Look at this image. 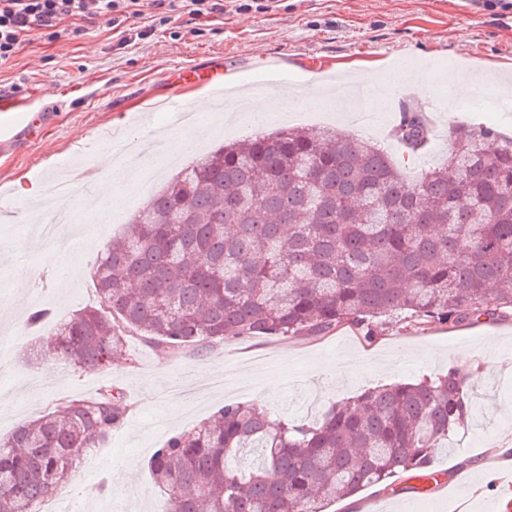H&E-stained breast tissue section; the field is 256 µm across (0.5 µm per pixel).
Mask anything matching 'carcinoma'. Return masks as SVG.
<instances>
[{"label": "carcinoma", "mask_w": 512, "mask_h": 512, "mask_svg": "<svg viewBox=\"0 0 512 512\" xmlns=\"http://www.w3.org/2000/svg\"><path fill=\"white\" fill-rule=\"evenodd\" d=\"M394 136L414 156L425 119ZM449 167L406 180L381 146L329 126L256 134L183 167L97 260L100 304L58 330L48 352L107 369L133 335L178 355L243 336L371 341L377 319L470 325L512 315V139L484 124L450 131ZM496 305L489 307L490 296ZM453 369L365 390L296 425L226 404L170 437L149 462L168 512H326L339 496L429 477L439 448L472 410ZM127 417L120 392L68 397L0 439V512H36L62 494L77 462ZM260 449L245 472L239 452Z\"/></svg>", "instance_id": "1"}]
</instances>
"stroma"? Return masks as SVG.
<instances>
[{
    "instance_id": "obj_1",
    "label": "stroma",
    "mask_w": 512,
    "mask_h": 512,
    "mask_svg": "<svg viewBox=\"0 0 512 512\" xmlns=\"http://www.w3.org/2000/svg\"><path fill=\"white\" fill-rule=\"evenodd\" d=\"M222 65L232 84L210 89L212 98L250 94L278 71L321 79L400 67L455 71L460 80L512 86V0H272L268 10L249 0H226L223 13L200 19L182 15L173 26L158 27L148 40L119 43L105 28L87 27L81 35L47 44H25L0 66V93L41 106L53 120L38 139L0 153V412L13 418L0 424V438L51 410L60 400L97 395L112 384L130 411L106 447L80 460L56 508L70 512H164L166 498L154 484L148 462L169 437L208 421L224 404H262L294 423H311L329 405L380 385L407 383L452 368L469 376L474 408L457 436L462 448H442L434 456L439 470L461 471L459 496L469 512H494L487 472L496 449L490 438H512V317L472 326L419 327L405 314L378 321L373 341L350 328L322 336L245 337L217 345L201 355L172 356L129 338L121 364L107 370L77 368L44 353L45 339L84 307L97 301L90 272L102 248L127 229L131 215L172 178V171L126 185L115 220L99 236L89 235L100 213L91 206L92 187L71 197L85 237H74L66 261L85 269L82 279L60 284L49 247L32 230L26 188L30 181L58 175L75 161L103 171L124 157L127 138L152 140L170 128L172 152L198 156L222 143L288 125H329L370 138L400 154L391 138L404 103L421 106L429 119L430 141L406 164V179L448 161L449 124L479 120L512 138V119L495 111L499 95L484 96L485 109L446 112L439 99L450 87L397 88L384 94L372 122L360 126L329 108L292 109L279 103L254 118L239 113L228 126L221 111L201 112L198 131L183 138L173 128L175 115L158 111L168 90V73L183 66ZM36 268L47 280L20 283L19 271ZM46 308L50 317L38 328L25 327L28 315ZM109 494H102V484ZM448 512L444 493L405 489L391 496L372 487L356 498L337 499L330 512Z\"/></svg>"
}]
</instances>
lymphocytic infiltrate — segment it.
I'll return each mask as SVG.
<instances>
[{
	"label": "lymphocytic infiltrate",
	"mask_w": 512,
	"mask_h": 512,
	"mask_svg": "<svg viewBox=\"0 0 512 512\" xmlns=\"http://www.w3.org/2000/svg\"><path fill=\"white\" fill-rule=\"evenodd\" d=\"M223 11L224 0H0V66L24 41L53 43L87 25L118 31L130 19L146 16L149 24L135 31L143 40L154 25H168L181 14L199 18Z\"/></svg>",
	"instance_id": "lymphocytic-infiltrate-1"
}]
</instances>
